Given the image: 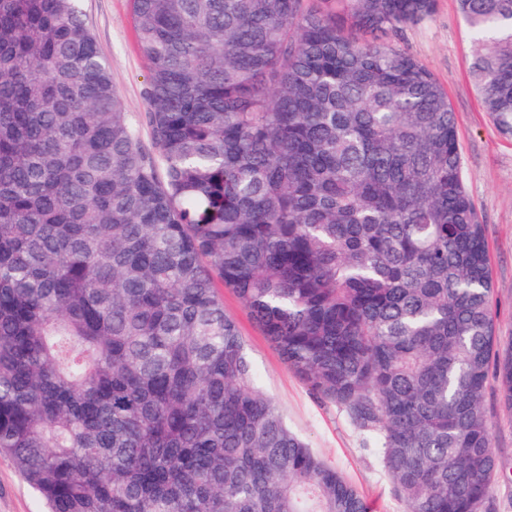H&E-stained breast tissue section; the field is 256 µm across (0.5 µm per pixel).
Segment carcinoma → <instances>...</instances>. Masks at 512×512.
Listing matches in <instances>:
<instances>
[{"label": "carcinoma", "mask_w": 512, "mask_h": 512, "mask_svg": "<svg viewBox=\"0 0 512 512\" xmlns=\"http://www.w3.org/2000/svg\"><path fill=\"white\" fill-rule=\"evenodd\" d=\"M153 153L80 0H0V451L49 512H369L257 388L217 283L406 512H497L512 409L435 0H129ZM512 134V0H458ZM500 478L493 488L498 512H512V411L501 402L493 385L485 395Z\"/></svg>", "instance_id": "carcinoma-1"}]
</instances>
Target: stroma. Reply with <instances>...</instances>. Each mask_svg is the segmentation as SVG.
<instances>
[{
  "instance_id": "35a3bbf8",
  "label": "stroma",
  "mask_w": 512,
  "mask_h": 512,
  "mask_svg": "<svg viewBox=\"0 0 512 512\" xmlns=\"http://www.w3.org/2000/svg\"><path fill=\"white\" fill-rule=\"evenodd\" d=\"M83 19L103 56L112 83L144 148H151L144 88L148 62L137 44L128 0H81ZM399 44L439 80L448 95L461 147L466 186L484 226L493 279L492 307L502 346L512 345V135L485 112L471 81L475 44L457 0H436L433 16L403 31ZM224 311L244 338L258 389L272 399L289 429L363 495L372 512H405L377 455L334 404L317 397L284 363L230 290ZM485 406L492 427L499 479L497 512H512V410L494 388ZM0 512H45L9 454H0Z\"/></svg>"
}]
</instances>
